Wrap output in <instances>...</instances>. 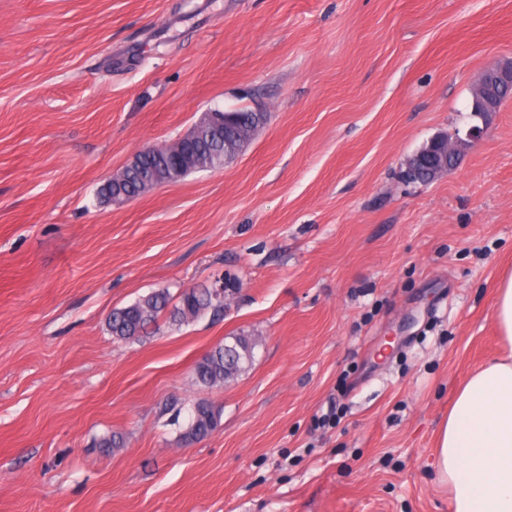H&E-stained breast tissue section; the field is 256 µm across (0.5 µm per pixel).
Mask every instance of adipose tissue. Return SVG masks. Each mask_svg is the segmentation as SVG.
Listing matches in <instances>:
<instances>
[{"label":"adipose tissue","mask_w":512,"mask_h":512,"mask_svg":"<svg viewBox=\"0 0 512 512\" xmlns=\"http://www.w3.org/2000/svg\"><path fill=\"white\" fill-rule=\"evenodd\" d=\"M436 470L452 512H512V353L488 360L458 392Z\"/></svg>","instance_id":"ef3b65f1"}]
</instances>
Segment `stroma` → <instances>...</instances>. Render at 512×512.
Returning a JSON list of instances; mask_svg holds the SVG:
<instances>
[{
  "instance_id": "1",
  "label": "stroma",
  "mask_w": 512,
  "mask_h": 512,
  "mask_svg": "<svg viewBox=\"0 0 512 512\" xmlns=\"http://www.w3.org/2000/svg\"><path fill=\"white\" fill-rule=\"evenodd\" d=\"M510 55L512 0H0V512H451L437 435L504 350L512 268V100L481 120L471 86ZM213 108L269 119L224 168L102 201ZM220 276L223 319L106 329ZM244 330L219 429L183 445L166 401ZM482 130L483 128L477 126L472 127L468 140L457 139L452 142L443 136L432 137L423 146L424 149L418 152L417 158L423 160L433 179H436L448 171V155L452 154L458 158L463 148L481 137Z\"/></svg>"
}]
</instances>
